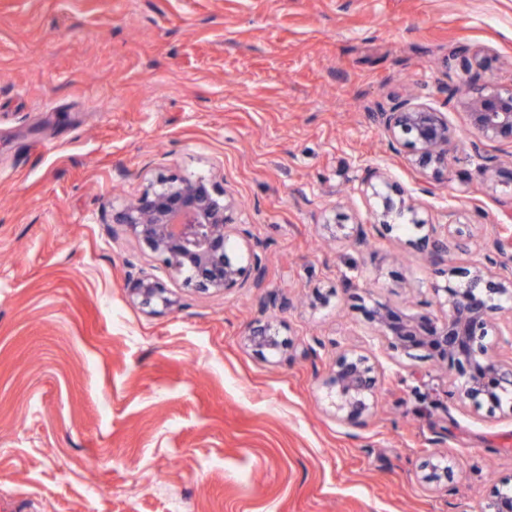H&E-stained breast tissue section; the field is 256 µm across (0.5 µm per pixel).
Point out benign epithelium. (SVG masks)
<instances>
[{"label":"benign epithelium","instance_id":"7a95c632","mask_svg":"<svg viewBox=\"0 0 512 512\" xmlns=\"http://www.w3.org/2000/svg\"><path fill=\"white\" fill-rule=\"evenodd\" d=\"M464 105L477 134L470 141L475 154L482 153L486 142H512V87L486 83ZM378 117L389 143L407 147L410 165L421 174L436 179L448 168L457 134L447 115L398 102ZM363 192L374 201L375 223L391 229L398 189L377 173L364 182ZM237 210L234 197L210 179L172 176L158 179L113 210L112 223L125 226L171 274L198 292H223L249 282L258 288L263 270L259 243L238 251L230 247L238 231ZM446 228L439 236L432 226L422 237L434 258H443L450 240L462 236L460 228ZM448 274L456 284L435 289L445 294L441 317L404 314L379 302L366 310L367 317L388 349L406 356L423 351L425 358L452 371V395L472 411L506 409L512 414V323L495 330L497 316L512 311V241L492 238L477 259L448 269ZM128 289L144 308L171 305L163 283L150 273L130 278ZM245 341L264 357L281 358L288 352L277 325L269 320L254 323ZM378 382L379 368L369 355L357 350L340 354L326 381L334 392L336 417L353 420L370 413ZM456 468L449 456L436 455L426 463L422 481L434 490L445 488ZM483 512H512V484L494 486Z\"/></svg>","mask_w":512,"mask_h":512}]
</instances>
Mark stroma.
Wrapping results in <instances>:
<instances>
[{
    "instance_id": "1",
    "label": "stroma",
    "mask_w": 512,
    "mask_h": 512,
    "mask_svg": "<svg viewBox=\"0 0 512 512\" xmlns=\"http://www.w3.org/2000/svg\"><path fill=\"white\" fill-rule=\"evenodd\" d=\"M461 48L512 86V0H0V512H481L512 481V415L460 407L365 313L442 315L448 269L512 228V143L473 155ZM397 96L456 129L441 179L383 135ZM377 170L407 206L388 230L362 192ZM175 175L235 196L261 287L196 293L113 224ZM415 213L466 249L431 258ZM142 271L172 307L132 298ZM267 319L285 359L244 341ZM345 349L381 370L358 425L324 385ZM435 452L458 465L436 492Z\"/></svg>"
}]
</instances>
